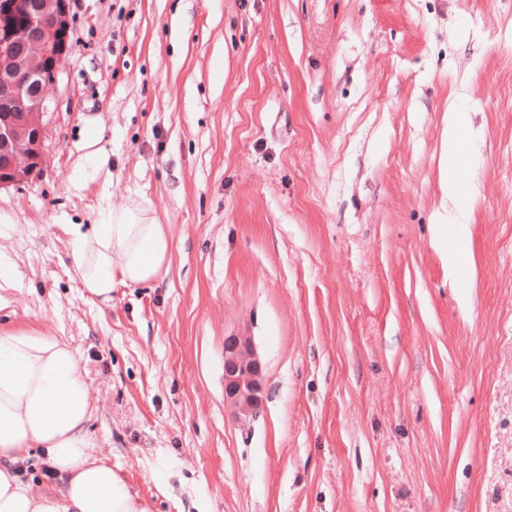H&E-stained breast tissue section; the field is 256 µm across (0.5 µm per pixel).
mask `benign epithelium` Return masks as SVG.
Returning <instances> with one entry per match:
<instances>
[{
	"label": "benign epithelium",
	"mask_w": 512,
	"mask_h": 512,
	"mask_svg": "<svg viewBox=\"0 0 512 512\" xmlns=\"http://www.w3.org/2000/svg\"><path fill=\"white\" fill-rule=\"evenodd\" d=\"M71 0H0V187L41 171L50 89L69 52ZM245 336L224 340V398L247 420L263 400Z\"/></svg>",
	"instance_id": "7a95c632"
}]
</instances>
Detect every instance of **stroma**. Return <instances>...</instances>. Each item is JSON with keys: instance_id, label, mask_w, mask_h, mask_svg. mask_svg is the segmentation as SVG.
Wrapping results in <instances>:
<instances>
[{"instance_id": "35a3bbf8", "label": "stroma", "mask_w": 512, "mask_h": 512, "mask_svg": "<svg viewBox=\"0 0 512 512\" xmlns=\"http://www.w3.org/2000/svg\"><path fill=\"white\" fill-rule=\"evenodd\" d=\"M71 25L43 168L0 189V329L76 351L96 456L148 512H512V0H73ZM457 98L477 199L442 224ZM131 198L171 269L105 306L65 227ZM469 112H464L461 107H453L448 110L446 125L444 128V151L448 161L456 162L460 154V131L468 123ZM260 364L245 336L224 340V398L233 403L243 420L257 413L263 400Z\"/></svg>"}]
</instances>
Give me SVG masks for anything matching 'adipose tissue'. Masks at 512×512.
<instances>
[{
	"label": "adipose tissue",
	"instance_id": "1",
	"mask_svg": "<svg viewBox=\"0 0 512 512\" xmlns=\"http://www.w3.org/2000/svg\"><path fill=\"white\" fill-rule=\"evenodd\" d=\"M102 220L68 227L71 265L83 288L109 301L119 285L167 274L172 239L154 211L132 200L103 208ZM88 388L79 357L54 336L0 330V512H147L123 480L94 456ZM56 473L57 491L23 483L32 455Z\"/></svg>",
	"mask_w": 512,
	"mask_h": 512
}]
</instances>
